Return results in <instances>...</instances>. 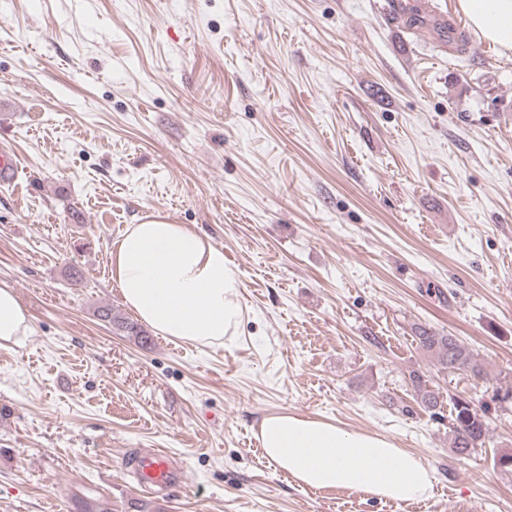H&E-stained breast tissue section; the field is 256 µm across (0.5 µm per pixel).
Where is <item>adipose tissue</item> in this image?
<instances>
[{
    "instance_id": "ef3b65f1",
    "label": "adipose tissue",
    "mask_w": 512,
    "mask_h": 512,
    "mask_svg": "<svg viewBox=\"0 0 512 512\" xmlns=\"http://www.w3.org/2000/svg\"><path fill=\"white\" fill-rule=\"evenodd\" d=\"M460 4L486 39L512 51V0ZM110 277L158 335L214 345L240 322V281L223 247L161 213L127 225L110 251ZM31 331L12 287L0 282V346L22 344ZM256 438L267 459L305 488H345L397 502L423 500L433 488V472L420 457L375 433L287 412L264 418Z\"/></svg>"
}]
</instances>
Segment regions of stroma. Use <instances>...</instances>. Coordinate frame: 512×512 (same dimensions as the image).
<instances>
[{"label": "stroma", "instance_id": "35a3bbf8", "mask_svg": "<svg viewBox=\"0 0 512 512\" xmlns=\"http://www.w3.org/2000/svg\"><path fill=\"white\" fill-rule=\"evenodd\" d=\"M384 0H12L0 9V281L32 336L0 346V512H512V52L464 51ZM149 212L235 267L223 344L113 332L109 251ZM422 324L484 358L439 370ZM488 404L492 441L449 451L409 380ZM293 412L393 439L430 496L298 486L261 420ZM161 448L160 491L120 469ZM20 164L18 157L11 151L0 150V183L4 185L14 184L19 175Z\"/></svg>", "mask_w": 512, "mask_h": 512}]
</instances>
